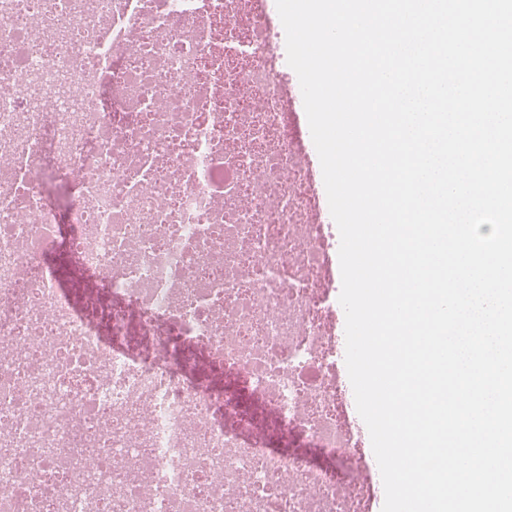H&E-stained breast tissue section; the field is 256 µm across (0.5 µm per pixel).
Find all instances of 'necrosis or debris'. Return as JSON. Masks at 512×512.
I'll return each instance as SVG.
<instances>
[{
  "label": "necrosis or debris",
  "instance_id": "necrosis-or-debris-1",
  "mask_svg": "<svg viewBox=\"0 0 512 512\" xmlns=\"http://www.w3.org/2000/svg\"><path fill=\"white\" fill-rule=\"evenodd\" d=\"M271 12L0 0V512H380Z\"/></svg>",
  "mask_w": 512,
  "mask_h": 512
}]
</instances>
